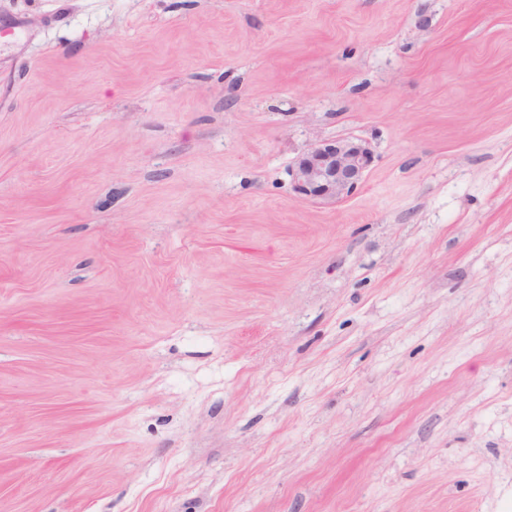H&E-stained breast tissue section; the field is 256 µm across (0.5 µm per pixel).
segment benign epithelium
<instances>
[{"label":"benign epithelium","mask_w":512,"mask_h":512,"mask_svg":"<svg viewBox=\"0 0 512 512\" xmlns=\"http://www.w3.org/2000/svg\"><path fill=\"white\" fill-rule=\"evenodd\" d=\"M372 162L370 148L360 141L320 142L297 161L295 191L312 201L336 202L357 187Z\"/></svg>","instance_id":"7a95c632"}]
</instances>
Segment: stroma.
<instances>
[{"label":"stroma","instance_id":"1","mask_svg":"<svg viewBox=\"0 0 512 512\" xmlns=\"http://www.w3.org/2000/svg\"><path fill=\"white\" fill-rule=\"evenodd\" d=\"M508 501L512 0H0V512ZM372 162L370 148L360 141L320 142L297 161L295 191L312 201L336 202L357 187Z\"/></svg>","mask_w":512,"mask_h":512}]
</instances>
